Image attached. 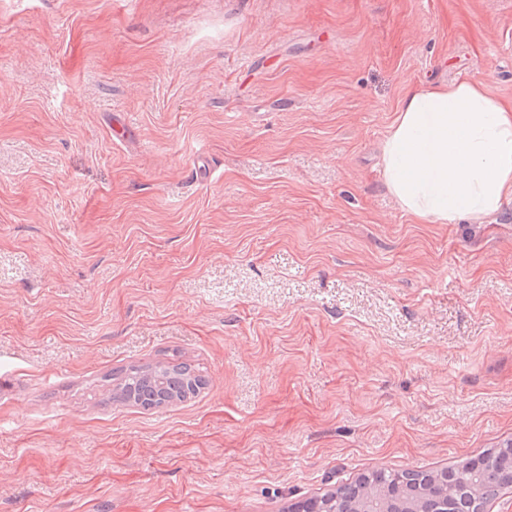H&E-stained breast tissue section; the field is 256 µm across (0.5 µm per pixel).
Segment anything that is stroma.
<instances>
[{"instance_id":"1","label":"stroma","mask_w":512,"mask_h":512,"mask_svg":"<svg viewBox=\"0 0 512 512\" xmlns=\"http://www.w3.org/2000/svg\"><path fill=\"white\" fill-rule=\"evenodd\" d=\"M458 79L512 100V0H0V512H287L512 438V197L420 223L380 167ZM174 357L200 396L112 400Z\"/></svg>"}]
</instances>
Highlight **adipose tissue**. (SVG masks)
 Instances as JSON below:
<instances>
[{
	"label": "adipose tissue",
	"instance_id": "ef3b65f1",
	"mask_svg": "<svg viewBox=\"0 0 512 512\" xmlns=\"http://www.w3.org/2000/svg\"><path fill=\"white\" fill-rule=\"evenodd\" d=\"M382 166L407 214L484 223L512 196V104L473 79L408 91L383 142Z\"/></svg>",
	"mask_w": 512,
	"mask_h": 512
}]
</instances>
